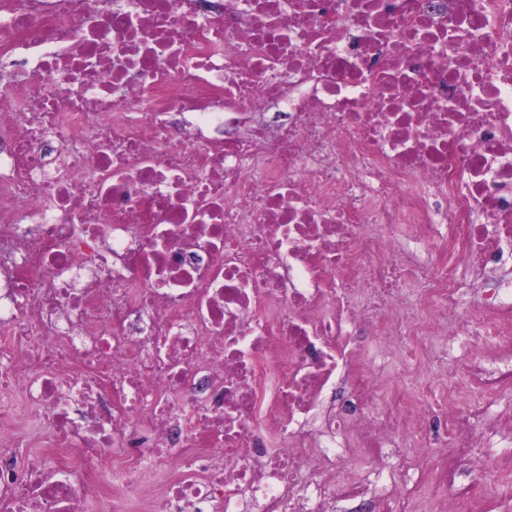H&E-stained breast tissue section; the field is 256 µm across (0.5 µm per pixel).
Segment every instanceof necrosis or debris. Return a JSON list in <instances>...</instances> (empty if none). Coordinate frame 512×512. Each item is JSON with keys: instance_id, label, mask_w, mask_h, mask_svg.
Segmentation results:
<instances>
[{"instance_id": "necrosis-or-debris-1", "label": "necrosis or debris", "mask_w": 512, "mask_h": 512, "mask_svg": "<svg viewBox=\"0 0 512 512\" xmlns=\"http://www.w3.org/2000/svg\"><path fill=\"white\" fill-rule=\"evenodd\" d=\"M0 74V512H483L426 372L512 352V0H0ZM495 338L494 336L488 335L482 338L479 347L476 350L470 349L463 341V338L457 337L455 340L454 348L448 353V363H451L457 358H485L487 367L502 366L503 361L496 360L491 356V351L494 348Z\"/></svg>"}]
</instances>
